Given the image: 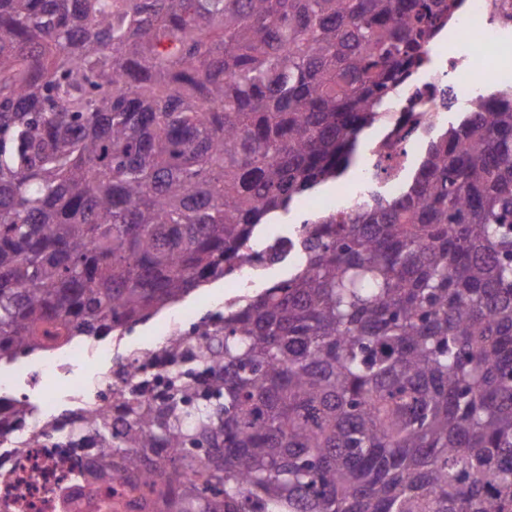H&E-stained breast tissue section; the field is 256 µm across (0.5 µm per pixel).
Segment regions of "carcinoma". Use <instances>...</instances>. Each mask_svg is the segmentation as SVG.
Returning <instances> with one entry per match:
<instances>
[{"instance_id": "1", "label": "carcinoma", "mask_w": 512, "mask_h": 512, "mask_svg": "<svg viewBox=\"0 0 512 512\" xmlns=\"http://www.w3.org/2000/svg\"><path fill=\"white\" fill-rule=\"evenodd\" d=\"M462 0H0V362L224 273L360 134ZM196 327L102 450L165 512H512V95L429 136L394 199ZM175 452L146 464L158 446Z\"/></svg>"}]
</instances>
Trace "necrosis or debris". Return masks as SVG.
Listing matches in <instances>:
<instances>
[{"label": "necrosis or debris", "mask_w": 512, "mask_h": 512, "mask_svg": "<svg viewBox=\"0 0 512 512\" xmlns=\"http://www.w3.org/2000/svg\"><path fill=\"white\" fill-rule=\"evenodd\" d=\"M448 39L455 50H445L439 40L429 46L421 66L388 99V117L375 137L363 144L365 162L354 185L322 198L318 213L351 211L369 199L379 181L386 183L388 197L398 196L402 172L453 107L512 91V0H465L451 19ZM305 230L302 224L286 231L268 225L260 243L246 244L243 260L226 270L225 280L243 292L260 287L269 270L302 256ZM202 319L195 310L168 313L160 340L147 348L151 362L130 351L122 373L99 381L81 408L54 416L51 436L42 434L33 416L0 433V512H103L108 504L114 512H156L162 507L166 489L145 486L140 473L126 469L122 455L112 458L111 478L92 479L100 443L86 418L93 412L111 419L113 402L134 386L143 388L146 399L158 398L169 372L167 347L184 337L199 348L193 330Z\"/></svg>", "instance_id": "necrosis-or-debris-1"}]
</instances>
